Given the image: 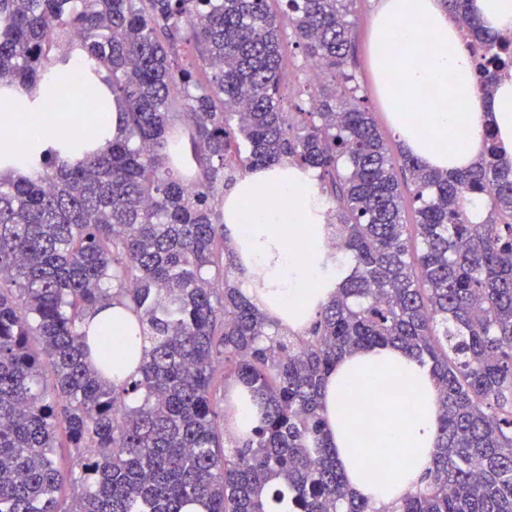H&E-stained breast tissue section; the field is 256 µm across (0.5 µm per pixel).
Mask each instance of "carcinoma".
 <instances>
[{"mask_svg": "<svg viewBox=\"0 0 512 512\" xmlns=\"http://www.w3.org/2000/svg\"><path fill=\"white\" fill-rule=\"evenodd\" d=\"M269 2L0 0V82L35 96L48 74L68 80L78 49L127 108L107 149L69 141L0 176V512H512V161L487 129L465 169L397 163L345 72L355 0H283L279 15ZM444 4L481 49L488 95L512 40L471 0ZM286 28L341 77L313 112L279 96ZM284 161L318 173L351 263L302 335L229 281L219 195ZM114 304L135 315L127 336L88 324ZM385 344L432 367L439 453L424 488L378 510L347 492L319 410L342 355ZM121 360L135 372L114 380ZM219 374L263 410L228 449Z\"/></svg>", "mask_w": 512, "mask_h": 512, "instance_id": "obj_1", "label": "carcinoma"}]
</instances>
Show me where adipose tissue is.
I'll return each mask as SVG.
<instances>
[{"mask_svg":"<svg viewBox=\"0 0 512 512\" xmlns=\"http://www.w3.org/2000/svg\"><path fill=\"white\" fill-rule=\"evenodd\" d=\"M370 54L392 128L410 154L442 172L483 151L493 126L512 159V78L492 96L442 0H378ZM90 112L39 111L28 94L0 88V175H25L30 151L78 140L106 148L125 134L123 100L89 78ZM224 232L243 271L242 290L282 327L302 330L335 294L349 262L329 257L323 204L312 176L282 163L239 179L224 195ZM322 429L356 498L390 506L416 489L438 453L440 406L428 364L385 345L345 354L322 388Z\"/></svg>","mask_w":512,"mask_h":512,"instance_id":"adipose-tissue-1","label":"adipose tissue"}]
</instances>
